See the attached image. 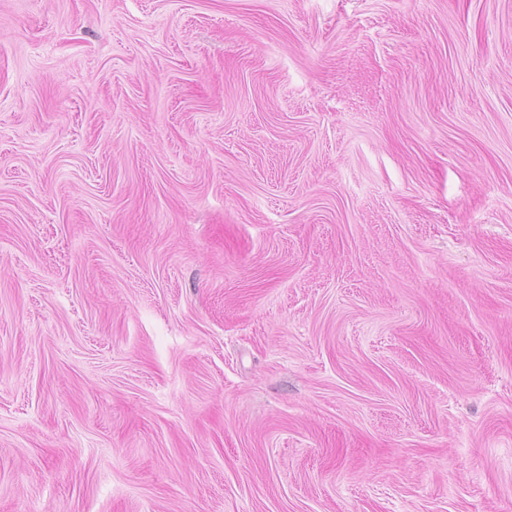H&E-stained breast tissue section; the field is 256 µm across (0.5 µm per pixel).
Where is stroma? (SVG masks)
Wrapping results in <instances>:
<instances>
[{
  "label": "stroma",
  "mask_w": 512,
  "mask_h": 512,
  "mask_svg": "<svg viewBox=\"0 0 512 512\" xmlns=\"http://www.w3.org/2000/svg\"><path fill=\"white\" fill-rule=\"evenodd\" d=\"M0 512H512V0H0Z\"/></svg>",
  "instance_id": "1"
}]
</instances>
